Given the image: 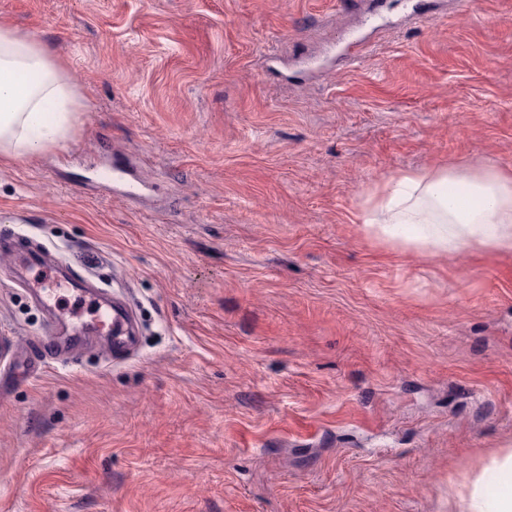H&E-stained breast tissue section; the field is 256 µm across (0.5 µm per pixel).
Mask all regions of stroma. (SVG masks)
Listing matches in <instances>:
<instances>
[{
    "label": "stroma",
    "mask_w": 512,
    "mask_h": 512,
    "mask_svg": "<svg viewBox=\"0 0 512 512\" xmlns=\"http://www.w3.org/2000/svg\"><path fill=\"white\" fill-rule=\"evenodd\" d=\"M422 8L427 20L415 18ZM89 109L0 159V240L121 292L133 357L33 349L0 243V512H458L512 448V252L364 222L512 169V0H0ZM361 38L358 59L326 60ZM144 187L129 198L113 166Z\"/></svg>",
    "instance_id": "obj_1"
}]
</instances>
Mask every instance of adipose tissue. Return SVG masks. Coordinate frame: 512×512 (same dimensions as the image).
Wrapping results in <instances>:
<instances>
[{
	"label": "adipose tissue",
	"instance_id": "1",
	"mask_svg": "<svg viewBox=\"0 0 512 512\" xmlns=\"http://www.w3.org/2000/svg\"><path fill=\"white\" fill-rule=\"evenodd\" d=\"M83 107L47 47L0 20V156L23 160L65 146ZM366 221L437 253L464 244L512 251V170L489 165L396 174L374 193ZM491 467L496 485L475 482L462 512H512V450Z\"/></svg>",
	"mask_w": 512,
	"mask_h": 512
}]
</instances>
